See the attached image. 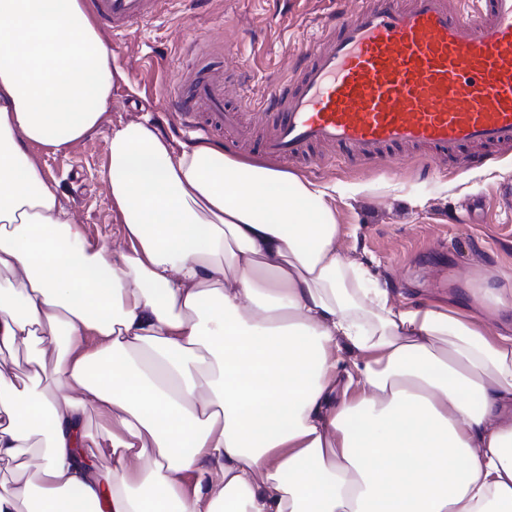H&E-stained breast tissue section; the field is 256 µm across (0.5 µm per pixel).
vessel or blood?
<instances>
[{"label":"vessel or blood","mask_w":512,"mask_h":512,"mask_svg":"<svg viewBox=\"0 0 512 512\" xmlns=\"http://www.w3.org/2000/svg\"><path fill=\"white\" fill-rule=\"evenodd\" d=\"M166 3L91 0L120 32ZM303 57L297 77L259 105H227L223 75L207 70L176 86L169 106L187 131L233 133L238 152L250 149L251 125L269 123L262 153L289 166L316 146L364 163L399 149L454 158L476 147L489 164L512 150V0H357Z\"/></svg>","instance_id":"1"}]
</instances>
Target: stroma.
<instances>
[{
  "label": "stroma",
  "instance_id": "1",
  "mask_svg": "<svg viewBox=\"0 0 512 512\" xmlns=\"http://www.w3.org/2000/svg\"><path fill=\"white\" fill-rule=\"evenodd\" d=\"M332 0H171L157 18L109 32L116 78L101 127L62 151L42 155L44 177L77 213L86 235L101 244L123 236L102 178L115 128L149 121L174 145H191L167 104L172 77L191 82L183 59L196 40L211 43L225 73L237 76L226 98L259 101L294 74L300 52L325 29ZM300 173L335 184L343 258L365 269L399 306L454 304L475 309L473 288L512 290V209L496 194L512 180V153L497 167L471 169L453 159L382 161L361 165L315 151Z\"/></svg>",
  "mask_w": 512,
  "mask_h": 512
}]
</instances>
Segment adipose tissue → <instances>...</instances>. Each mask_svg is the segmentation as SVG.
<instances>
[{"label": "adipose tissue", "mask_w": 512, "mask_h": 512, "mask_svg": "<svg viewBox=\"0 0 512 512\" xmlns=\"http://www.w3.org/2000/svg\"><path fill=\"white\" fill-rule=\"evenodd\" d=\"M119 74L84 0H0V512H512V336L368 287L336 186L131 122L87 238L31 148Z\"/></svg>", "instance_id": "1"}]
</instances>
